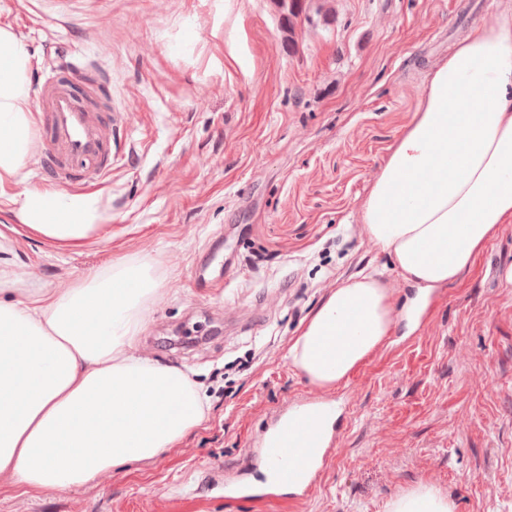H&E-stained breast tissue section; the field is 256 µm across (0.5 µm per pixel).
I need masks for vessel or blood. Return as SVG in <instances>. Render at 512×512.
I'll list each match as a JSON object with an SVG mask.
<instances>
[{"instance_id": "obj_1", "label": "vessel or blood", "mask_w": 512, "mask_h": 512, "mask_svg": "<svg viewBox=\"0 0 512 512\" xmlns=\"http://www.w3.org/2000/svg\"><path fill=\"white\" fill-rule=\"evenodd\" d=\"M92 68L90 60L73 58L47 79V100L35 122L43 146L41 176L48 185L103 183L114 161L124 156L130 132L126 115L109 107L92 109L81 94ZM338 436L332 427L315 433L307 410L296 409L281 434L261 450L269 488L309 492Z\"/></svg>"}]
</instances>
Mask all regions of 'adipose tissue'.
Returning a JSON list of instances; mask_svg holds the SVG:
<instances>
[{"mask_svg": "<svg viewBox=\"0 0 512 512\" xmlns=\"http://www.w3.org/2000/svg\"><path fill=\"white\" fill-rule=\"evenodd\" d=\"M29 54L0 28V196L35 148ZM45 237L80 244L100 219L91 194L10 196ZM512 221V0L437 62L417 112L389 148L359 222L401 279L429 290L460 281ZM159 291L130 260L69 288L0 302V474L28 492L68 490L156 457L200 426L198 390L177 368L134 352ZM388 282L360 274L333 288L288 350L320 388L336 387L394 328ZM430 485L388 512H455Z\"/></svg>", "mask_w": 512, "mask_h": 512, "instance_id": "obj_1", "label": "adipose tissue"}]
</instances>
